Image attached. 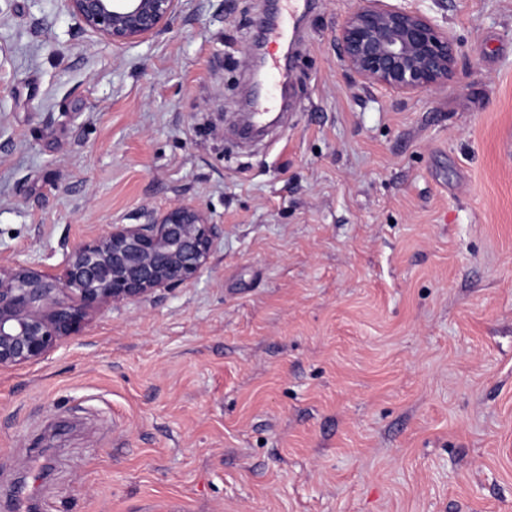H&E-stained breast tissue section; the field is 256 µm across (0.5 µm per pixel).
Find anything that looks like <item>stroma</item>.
Instances as JSON below:
<instances>
[{
  "instance_id": "35a3bbf8",
  "label": "stroma",
  "mask_w": 512,
  "mask_h": 512,
  "mask_svg": "<svg viewBox=\"0 0 512 512\" xmlns=\"http://www.w3.org/2000/svg\"><path fill=\"white\" fill-rule=\"evenodd\" d=\"M458 42L441 90L355 78L313 0H179L113 46L0 0V261L203 207L189 283L0 371V512H512V0H398ZM285 62L246 140L243 46ZM288 3V24H281L273 28L274 34L283 42L290 44L296 37L294 17L308 4L309 0H284Z\"/></svg>"
}]
</instances>
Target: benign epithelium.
<instances>
[{
  "label": "benign epithelium",
  "instance_id": "benign-epithelium-1",
  "mask_svg": "<svg viewBox=\"0 0 512 512\" xmlns=\"http://www.w3.org/2000/svg\"><path fill=\"white\" fill-rule=\"evenodd\" d=\"M177 0H64L78 26L114 46L165 31ZM336 47L363 83L399 94L436 91L453 78L458 44L417 10L357 0ZM219 237L201 206L177 203L144 224H111L52 269L0 263V370L45 360L91 311L139 304L191 281ZM65 297H59V294Z\"/></svg>",
  "mask_w": 512,
  "mask_h": 512
}]
</instances>
